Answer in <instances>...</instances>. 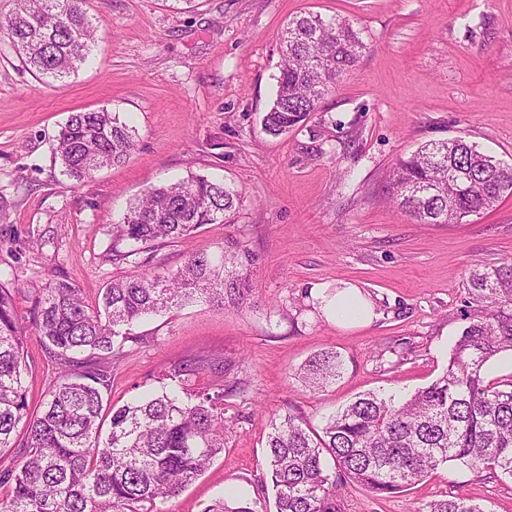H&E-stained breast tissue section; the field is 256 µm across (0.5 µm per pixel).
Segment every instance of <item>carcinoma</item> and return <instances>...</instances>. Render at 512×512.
Here are the masks:
<instances>
[{"label":"carcinoma","instance_id":"cac0c4a2","mask_svg":"<svg viewBox=\"0 0 512 512\" xmlns=\"http://www.w3.org/2000/svg\"><path fill=\"white\" fill-rule=\"evenodd\" d=\"M85 0H18L0 22L6 39L33 73L57 80L78 69L98 26ZM364 49L350 21L309 13L288 20L280 36L277 91L263 117L270 135L286 133L318 109L352 70ZM135 135L107 109L72 113L56 139L55 158L76 181L124 162ZM512 195V166L462 137L429 142L399 160L390 200L419 224H460ZM243 197L226 184L190 174L150 186L128 207L115 238L127 250L113 257L145 268L113 282L95 307L67 281L49 284L35 326L60 362L42 409L29 413L24 359L26 331L14 314V290L0 286V449L24 434L21 460L0 473V512H162L224 452V397L234 386L194 390L205 359L170 365L154 393L112 408L102 434L109 364L139 343L130 326L143 317L205 301L240 307L252 291L255 255L234 239L219 251L193 253L174 273L151 271L149 252L191 235L203 224L231 223ZM468 299L479 310L457 339L443 374L409 396L366 393L316 431L300 416L272 423L267 465L276 512H346L345 490L378 497L403 493L450 462L487 475L512 477V378L491 383L485 365L512 352V262L470 270ZM344 360L312 357L304 379L314 390L336 383ZM334 461L330 471L326 458ZM202 512H259L225 496ZM416 512H488L465 496L422 504Z\"/></svg>","mask_w":512,"mask_h":512}]
</instances>
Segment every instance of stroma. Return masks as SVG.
I'll use <instances>...</instances> for the list:
<instances>
[{"label": "stroma", "instance_id": "35a3bbf8", "mask_svg": "<svg viewBox=\"0 0 512 512\" xmlns=\"http://www.w3.org/2000/svg\"><path fill=\"white\" fill-rule=\"evenodd\" d=\"M103 26L65 82L31 73L0 40V284L16 289L27 328L31 409L59 376L33 325L50 282L97 302L114 278L140 270L114 260L112 226L150 186L197 173L238 190L231 224H205L154 252L175 271L192 252L233 237L257 258L243 308L196 302L145 318L141 341L111 364L108 405L159 387L171 363L234 360L237 392L224 399V451L163 512H202L237 488L275 512L267 469L272 421L314 427L358 395H406L441 376L466 326L474 264L512 259V196L461 224H418L388 197L398 159L425 143L466 138L512 164V0H87ZM312 12L349 18L366 45L318 112L286 134L262 118L276 90L279 36ZM108 109L136 129L126 162L77 182L54 158L70 113ZM319 284L358 286L378 316L329 320ZM333 350L345 374L310 390L299 368ZM464 495L512 512V478L454 464L389 498L350 488L347 512H411Z\"/></svg>", "mask_w": 512, "mask_h": 512}]
</instances>
